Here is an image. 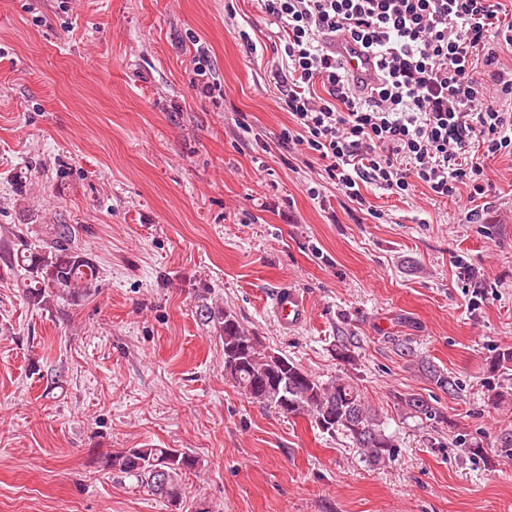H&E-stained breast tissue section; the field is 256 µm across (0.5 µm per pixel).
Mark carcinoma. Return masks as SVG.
<instances>
[{"mask_svg":"<svg viewBox=\"0 0 512 512\" xmlns=\"http://www.w3.org/2000/svg\"><path fill=\"white\" fill-rule=\"evenodd\" d=\"M71 238L70 227L60 224L44 251L31 250L20 235L19 244L0 246V260L20 273L17 287L32 305L41 307L64 297L78 302L98 278V266L91 258L70 251ZM200 317L218 323L223 331L219 339L224 349V373L244 394L282 414H305L325 433L342 432L375 464L393 456V439L366 407L353 380L338 377L325 383L288 356L266 350L230 309H202ZM427 373L437 388L451 395L461 390L457 379L435 366H427ZM398 405L427 424L447 422L443 412L420 395L401 394ZM95 463L102 471L136 480L175 506L182 501L183 474L197 469L199 459L183 449L146 445L101 454Z\"/></svg>","mask_w":512,"mask_h":512,"instance_id":"carcinoma-1","label":"carcinoma"}]
</instances>
